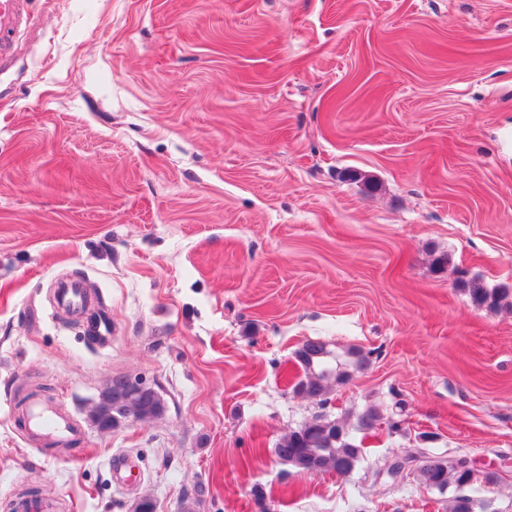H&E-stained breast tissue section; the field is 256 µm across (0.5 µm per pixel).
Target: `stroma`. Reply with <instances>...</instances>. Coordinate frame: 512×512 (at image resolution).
Here are the masks:
<instances>
[{"label": "stroma", "mask_w": 512, "mask_h": 512, "mask_svg": "<svg viewBox=\"0 0 512 512\" xmlns=\"http://www.w3.org/2000/svg\"><path fill=\"white\" fill-rule=\"evenodd\" d=\"M0 68V512H450L375 477L405 448L468 454L512 512V0H30ZM448 254L447 271L434 259ZM112 315L89 342L54 285ZM319 339L370 364L328 412L404 401L346 479L270 450L319 412L292 387ZM167 410L98 431L112 376ZM82 433L18 424L32 391ZM137 476L127 484L116 463ZM85 288L80 280H63L57 283L55 299L58 306L77 312L84 299ZM464 287L467 288L472 301L479 305L489 304L491 307H499L508 296L506 290H489L480 281L476 280L466 282Z\"/></svg>", "instance_id": "1"}]
</instances>
